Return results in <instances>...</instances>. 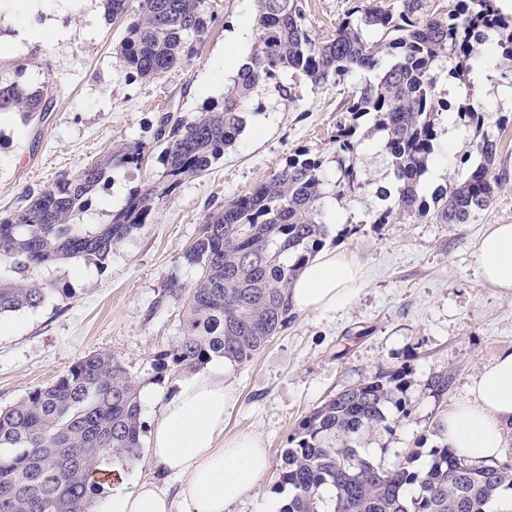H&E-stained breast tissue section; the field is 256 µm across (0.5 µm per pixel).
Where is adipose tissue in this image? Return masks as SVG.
I'll list each match as a JSON object with an SVG mask.
<instances>
[{
  "mask_svg": "<svg viewBox=\"0 0 512 512\" xmlns=\"http://www.w3.org/2000/svg\"><path fill=\"white\" fill-rule=\"evenodd\" d=\"M20 9L32 16L50 12L37 29L40 38L60 42L69 35L68 0H22ZM479 262L488 281L512 289V224L494 225L483 237ZM360 280L349 257L326 251L303 266L287 301L296 311H333L354 300ZM234 402L223 364L183 381L150 423L153 475L133 476L113 487L96 512H231L233 505L253 498L269 458L260 435L225 439L224 417ZM511 423L512 352H506L478 375L469 400L442 416L438 438L460 457L487 463L504 453V429Z\"/></svg>",
  "mask_w": 512,
  "mask_h": 512,
  "instance_id": "adipose-tissue-1",
  "label": "adipose tissue"
}]
</instances>
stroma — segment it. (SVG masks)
<instances>
[{
	"label": "stroma",
	"mask_w": 512,
	"mask_h": 512,
	"mask_svg": "<svg viewBox=\"0 0 512 512\" xmlns=\"http://www.w3.org/2000/svg\"><path fill=\"white\" fill-rule=\"evenodd\" d=\"M207 5L214 20L198 54L150 82L129 81L115 52L124 36L122 21L87 33L100 0H75L66 41H25L0 54V81L45 83L54 98L52 112L29 122L18 112L0 114V216L91 160L137 142L147 147L140 166L114 168L79 223H107L132 188L159 178L165 146L157 136L161 116L191 121L202 104L223 97L233 80L219 63L227 37L239 25L256 23L244 0H207ZM302 5L313 34L323 38L345 17L348 0H302ZM365 81L357 73L335 85L298 79L291 102L274 87L259 88L247 109L246 129L223 160L156 204L149 224L114 248L106 265L37 268L38 278L67 285L74 294L7 315L14 329L0 333V407L55 380L80 357L109 350L141 386L154 387L156 398L144 405L143 415H159L181 377H156L151 363L176 343L183 303L172 300L157 311L152 304L170 279L186 287L198 279L199 269L185 264L182 255L206 215L251 192L295 151L327 148L337 123L349 118L342 101ZM500 82L489 78L475 94L503 121L496 164L512 171V100L498 97ZM356 163L370 184L350 207L337 209L324 242L361 266L356 299L341 311L292 312L287 327L250 361L227 363L224 370L225 383L238 397L225 438L260 434L270 459L254 500L236 512H257L259 503L273 496L287 498L279 468L299 422L327 396L382 369L406 370L402 398L408 413L398 416L392 431L366 434L362 451L387 466L410 454L426 465L430 449L439 445L432 423L467 399L484 367L512 351V290L487 283L478 259L482 236L493 225L512 224V179L468 224H369L365 217L382 206L378 190L390 187L391 177L376 151H362ZM437 374L448 377L441 398L427 386Z\"/></svg>",
	"instance_id": "stroma-1"
}]
</instances>
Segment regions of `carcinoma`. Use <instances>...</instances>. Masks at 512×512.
I'll return each instance as SVG.
<instances>
[{
	"instance_id": "cac0c4a2",
	"label": "carcinoma",
	"mask_w": 512,
	"mask_h": 512,
	"mask_svg": "<svg viewBox=\"0 0 512 512\" xmlns=\"http://www.w3.org/2000/svg\"><path fill=\"white\" fill-rule=\"evenodd\" d=\"M257 37L248 64L239 69L224 99L203 105L186 122L167 114L160 161L165 184L135 190L107 224H79L89 195L112 168L139 166L143 150L129 146L54 182L28 203L0 217V317L36 308L73 291L33 277L34 267L60 261L103 263L112 250L148 223L156 200L185 179L197 177L224 157L242 135L252 94L273 84L293 101L282 77L314 86L336 83L358 70L372 81L345 101L350 115L324 151L300 150L252 193L224 202L208 214L182 258L200 269L186 288L171 281L156 305L184 301L179 337L153 359L158 374L198 369L213 357L248 362L290 319L288 288L318 249L332 223V205L344 207L369 185L355 164L363 145L359 119L371 115L381 134V155L395 179L389 200L368 214V224L425 221L468 224L489 208L509 179L495 159L499 141L489 131L484 105L470 93L456 109L437 93L438 64L463 80L486 58L512 84V15L498 0H350L345 18L326 38L312 35L300 0H256ZM206 0H105L108 20L127 21L117 55L133 80H154L197 52L212 16ZM0 84V112L30 118L51 111L47 85L25 89ZM473 130L475 158L464 179L431 196L420 179L439 150L437 116ZM336 163L328 183L326 165ZM406 372L380 370L338 391L305 416L289 439L279 469L291 491L284 512H487L502 491L512 490L511 464H477L448 446L433 449L424 468L410 456L391 467L364 457L361 439L371 430H392L387 406L397 404ZM145 422L139 383L114 353L99 350L67 367L53 382L36 387L0 409V512H89L104 492L99 467L118 471L140 459Z\"/></svg>"
}]
</instances>
